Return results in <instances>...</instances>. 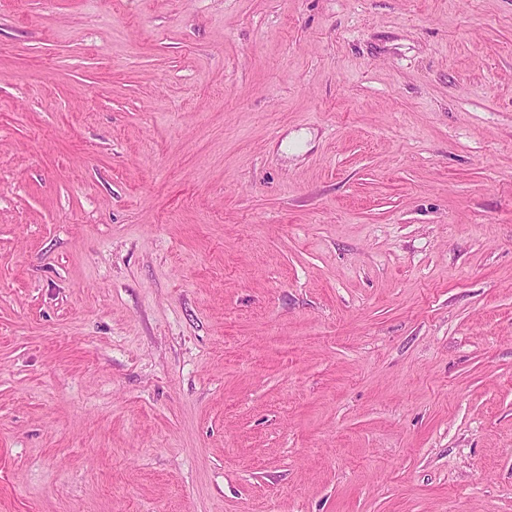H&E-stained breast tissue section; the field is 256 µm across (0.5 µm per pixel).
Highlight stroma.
<instances>
[{
    "label": "stroma",
    "instance_id": "obj_1",
    "mask_svg": "<svg viewBox=\"0 0 512 512\" xmlns=\"http://www.w3.org/2000/svg\"><path fill=\"white\" fill-rule=\"evenodd\" d=\"M0 512H512V0H0Z\"/></svg>",
    "mask_w": 512,
    "mask_h": 512
}]
</instances>
